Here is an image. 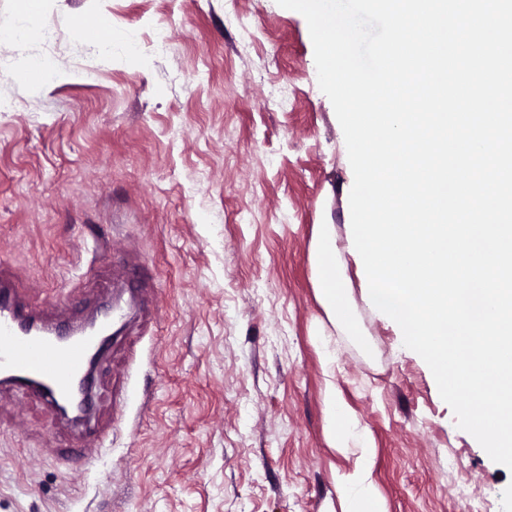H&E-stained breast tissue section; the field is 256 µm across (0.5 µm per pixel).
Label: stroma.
<instances>
[{"label":"stroma","mask_w":512,"mask_h":512,"mask_svg":"<svg viewBox=\"0 0 512 512\" xmlns=\"http://www.w3.org/2000/svg\"><path fill=\"white\" fill-rule=\"evenodd\" d=\"M47 33L28 43L22 25ZM133 35L112 57L106 39ZM0 273L79 320L140 266L97 368V455L0 388V512H325L360 454L330 445L328 374L373 448L384 512H512V470L459 429L425 361L363 298L348 253L353 172L306 19L276 0H0ZM288 88L284 107H265ZM332 227L353 313L331 322L310 261ZM115 251L92 255L87 227Z\"/></svg>","instance_id":"1"}]
</instances>
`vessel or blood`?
I'll return each instance as SVG.
<instances>
[{"instance_id": "1", "label": "vessel or blood", "mask_w": 512, "mask_h": 512, "mask_svg": "<svg viewBox=\"0 0 512 512\" xmlns=\"http://www.w3.org/2000/svg\"><path fill=\"white\" fill-rule=\"evenodd\" d=\"M125 308L105 303L90 321L49 320L0 277V383L26 389L46 407L77 401L84 426L94 418L92 362L100 358Z\"/></svg>"}]
</instances>
